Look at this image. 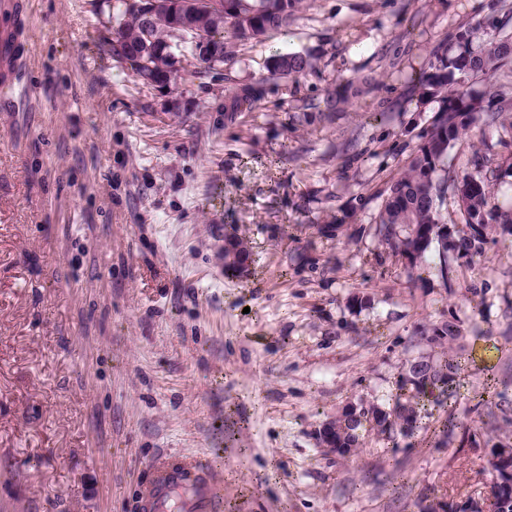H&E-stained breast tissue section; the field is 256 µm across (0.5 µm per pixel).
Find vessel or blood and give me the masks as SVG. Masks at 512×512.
<instances>
[{
  "mask_svg": "<svg viewBox=\"0 0 512 512\" xmlns=\"http://www.w3.org/2000/svg\"><path fill=\"white\" fill-rule=\"evenodd\" d=\"M26 28L0 30V92L14 90L19 80L17 47ZM139 512H223L224 496L214 485L203 458L164 456L159 458L151 479L139 493Z\"/></svg>",
  "mask_w": 512,
  "mask_h": 512,
  "instance_id": "obj_1",
  "label": "vessel or blood"
}]
</instances>
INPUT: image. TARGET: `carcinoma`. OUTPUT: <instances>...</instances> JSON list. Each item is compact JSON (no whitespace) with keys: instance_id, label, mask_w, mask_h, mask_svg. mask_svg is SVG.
<instances>
[{"instance_id":"1","label":"carcinoma","mask_w":512,"mask_h":512,"mask_svg":"<svg viewBox=\"0 0 512 512\" xmlns=\"http://www.w3.org/2000/svg\"><path fill=\"white\" fill-rule=\"evenodd\" d=\"M143 0H103L113 24L100 38L99 51L126 65L143 84L155 77L176 76L175 57L184 54L197 61L194 75L215 79L217 65L236 55V49L250 41L288 33L299 11L301 0H193L189 9L183 0H168L165 9L151 18L144 17ZM512 17L487 15L458 29L448 46L430 52L428 67L411 79L410 93L420 106L437 103L430 123L418 135L419 142L398 174L383 190L375 233L393 253L411 256V270L448 277V250L467 263L483 254L485 230L491 224H511L512 210L489 202L487 174L512 168L506 158L493 163L487 151L476 150L470 160L472 171L460 176L448 166V151L459 140L480 136L505 127V116L512 114ZM318 58L299 52L278 53L273 57L271 77L294 80L317 70ZM475 77L486 82L487 92L475 96L467 88ZM262 97L258 85H243L225 99L224 111L252 108ZM345 99L328 94L318 102H308L296 115L300 123L333 119ZM453 200L461 222L469 231L448 241L450 233L443 211ZM248 256L247 242L234 235L224 250V268L238 270ZM418 341L429 348L448 347V354L428 355L420 369L410 366L399 376L394 404L389 411L362 407L358 413L344 411L331 424L336 441L346 448H358L359 431L371 426L392 437L398 431L405 437L418 428L421 407L430 402L441 405L454 396L466 356V337L457 320H444L422 326ZM495 409L487 415L501 418L512 426V402L504 392L497 393ZM500 465L512 468V438L495 444Z\"/></svg>"}]
</instances>
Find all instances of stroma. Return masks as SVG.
<instances>
[{"instance_id":"1","label":"stroma","mask_w":512,"mask_h":512,"mask_svg":"<svg viewBox=\"0 0 512 512\" xmlns=\"http://www.w3.org/2000/svg\"><path fill=\"white\" fill-rule=\"evenodd\" d=\"M99 2L28 0L26 93L0 102V512H135L165 453L206 458L224 512H419L485 491L488 449L461 437L496 436L480 404L512 378V224L475 265L415 281L374 228L432 115L408 103L411 74L512 0H303L287 35L162 93L99 54ZM280 51L319 67L271 79ZM367 76L377 89L333 122L294 121ZM258 83L252 111H219ZM451 318L474 358L456 397L411 437L370 428L326 453L318 429L387 407L425 353L417 327ZM230 243L224 250V268L228 270L241 269L242 258L248 256L247 242L237 235L229 239Z\"/></svg>"}]
</instances>
